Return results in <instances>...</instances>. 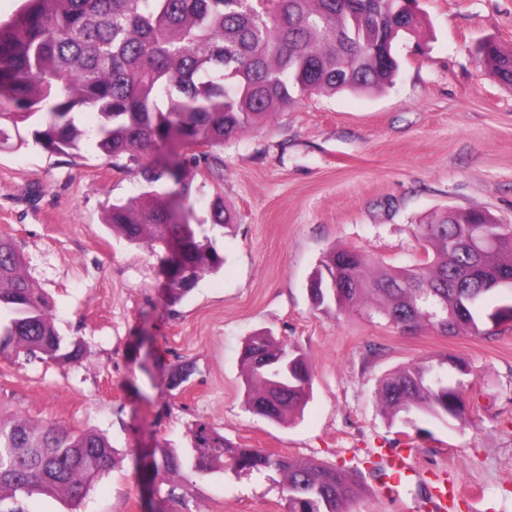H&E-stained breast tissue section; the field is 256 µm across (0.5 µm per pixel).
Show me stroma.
<instances>
[{
  "label": "stroma",
  "mask_w": 512,
  "mask_h": 512,
  "mask_svg": "<svg viewBox=\"0 0 512 512\" xmlns=\"http://www.w3.org/2000/svg\"><path fill=\"white\" fill-rule=\"evenodd\" d=\"M421 23L395 46L393 85L311 96L213 149L192 192L222 196L233 224L213 232L224 256L176 305L149 239L132 244L104 222L138 198L135 164L113 167L90 141L72 155L35 142L0 150V236L14 240L48 298L76 362L0 356V413L71 432L94 430L112 466L77 502L35 494L25 512H288L278 473L165 474L175 498L150 499L149 453L193 452L206 423L245 448L316 461L362 486L346 512H426L433 474L456 496L449 512H512V322L482 333L407 332L367 309L314 307L309 282L332 249L388 267L423 262L420 220L447 208L489 211L512 224V88L482 75L471 51L491 38L512 48V0H419ZM271 332L303 354L312 394L274 423L247 407L242 350ZM464 359L449 372L469 400V424L389 421L381 381L412 361ZM404 450L415 478L396 497L380 488L381 457Z\"/></svg>",
  "instance_id": "obj_1"
}]
</instances>
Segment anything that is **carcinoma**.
Returning a JSON list of instances; mask_svg holds the SVG:
<instances>
[{"instance_id":"cac0c4a2","label":"carcinoma","mask_w":512,"mask_h":512,"mask_svg":"<svg viewBox=\"0 0 512 512\" xmlns=\"http://www.w3.org/2000/svg\"><path fill=\"white\" fill-rule=\"evenodd\" d=\"M420 23L404 0H24L0 23V149L24 144L19 125L39 119L33 137L68 155L93 136L99 152L118 167L140 164L146 148L186 142L206 148L170 169L140 164L147 190L138 204H114L105 223L136 243L148 234L170 263L179 241L184 277L171 275L168 304L186 284L219 270L224 258L201 231L192 181L186 170L208 161L210 150L256 125L271 112L312 94L370 92L391 84L399 70L397 38ZM494 79L512 87V49L483 40L473 49ZM96 109L100 122L88 133L76 111ZM170 177L184 205L174 215L156 184ZM210 224H231L223 199L208 203ZM492 215L444 212L417 225V238L432 250L426 263L385 267L362 253L334 249L313 279L322 287L312 303L339 312L369 304L396 325L477 333L512 318V306L485 307L489 296L512 295V226L492 228L497 242L474 251L466 238L485 235ZM64 343L40 289L24 271L21 253L0 237V355L68 362L81 355ZM250 408L275 422L304 410L311 390L306 358L266 335L243 351ZM466 371L453 355L436 363H408L385 377L379 400L392 421L415 414L463 422L467 401L448 370ZM196 455L162 447L152 459L155 476L188 469L204 475L228 466L239 473L274 470L281 477L288 512H344L360 485L344 470L318 462L276 458L242 448L215 428L194 430ZM112 447L100 435L71 433L15 416L0 418V512H23L17 496L39 493L78 500L108 468Z\"/></svg>"}]
</instances>
